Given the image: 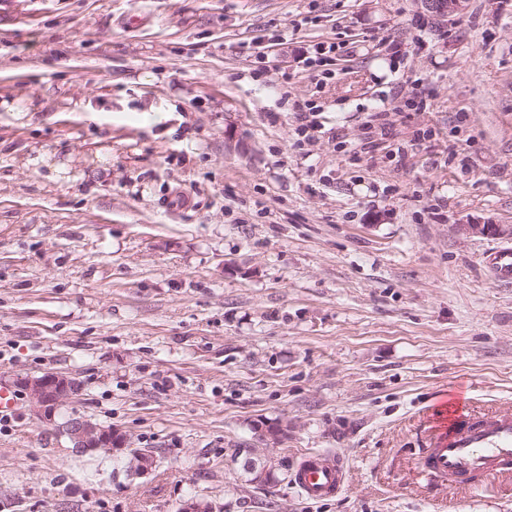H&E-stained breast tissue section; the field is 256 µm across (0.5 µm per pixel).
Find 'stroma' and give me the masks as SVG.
Returning a JSON list of instances; mask_svg holds the SVG:
<instances>
[{
	"label": "stroma",
	"instance_id": "1",
	"mask_svg": "<svg viewBox=\"0 0 512 512\" xmlns=\"http://www.w3.org/2000/svg\"><path fill=\"white\" fill-rule=\"evenodd\" d=\"M509 243L512 0H0V384L75 376L67 411L157 459L75 453L16 391L0 512H512L418 467L436 396L512 410ZM309 453L341 493L247 480ZM422 8L430 15L445 19L462 13L466 0H420ZM371 119L365 125V140L364 146L374 149L378 143L388 135L390 128L389 112L387 109H378L370 115ZM486 268L501 284L512 283V245H501L486 255Z\"/></svg>",
	"mask_w": 512,
	"mask_h": 512
}]
</instances>
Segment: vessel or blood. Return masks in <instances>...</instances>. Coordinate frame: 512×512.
Instances as JSON below:
<instances>
[{
  "label": "vessel or blood",
  "mask_w": 512,
  "mask_h": 512,
  "mask_svg": "<svg viewBox=\"0 0 512 512\" xmlns=\"http://www.w3.org/2000/svg\"><path fill=\"white\" fill-rule=\"evenodd\" d=\"M486 268L501 284L512 283V245H501L486 256ZM443 414L431 424V442L419 468L430 478H443L465 490H477L484 479L512 474V412L470 418L454 399L440 395ZM345 483L340 455L314 454L296 464L295 484L302 496L319 501L338 494Z\"/></svg>",
  "instance_id": "obj_1"
}]
</instances>
